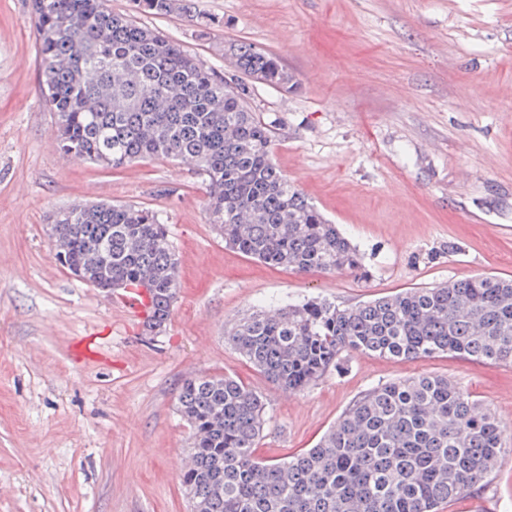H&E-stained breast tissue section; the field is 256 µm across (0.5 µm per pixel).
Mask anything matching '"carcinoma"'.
<instances>
[{"instance_id": "1", "label": "carcinoma", "mask_w": 512, "mask_h": 512, "mask_svg": "<svg viewBox=\"0 0 512 512\" xmlns=\"http://www.w3.org/2000/svg\"><path fill=\"white\" fill-rule=\"evenodd\" d=\"M136 2L201 31L216 24L192 0ZM31 3L60 152L106 167L151 157L189 165L226 246L299 273L363 269L359 248L276 167L271 131L248 110L245 83L216 78L179 43L104 0ZM229 50L240 74L296 84L276 56L250 44ZM51 235L64 268L144 289L148 330L159 332L178 297L179 259L156 212L74 204L53 215ZM225 339L286 391L340 368L346 350L512 363V278L474 276L350 307L308 300L242 318ZM177 411L190 428L193 464L180 483L191 512H438L512 457L506 425L443 376L369 389L315 447L274 460L255 454L266 402L243 382L191 376Z\"/></svg>"}]
</instances>
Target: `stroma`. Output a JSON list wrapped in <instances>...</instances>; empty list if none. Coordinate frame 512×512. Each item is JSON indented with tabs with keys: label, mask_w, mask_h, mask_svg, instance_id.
Masks as SVG:
<instances>
[{
	"label": "stroma",
	"mask_w": 512,
	"mask_h": 512,
	"mask_svg": "<svg viewBox=\"0 0 512 512\" xmlns=\"http://www.w3.org/2000/svg\"><path fill=\"white\" fill-rule=\"evenodd\" d=\"M219 17L137 14L218 77L228 48L276 54L293 90L247 83L272 157L364 254V271L302 274L225 247L189 167H123L56 149L29 0H0V512H190L179 483L184 378L229 374L260 392L257 455L314 447L363 392L445 376L512 424V364L442 355L342 354L300 392L258 373L224 339L239 318L308 298L354 306L473 276L512 278V0H194ZM91 200L156 212L180 260L165 330L55 258L54 211ZM96 353L77 356L76 339ZM440 512H512V458Z\"/></svg>",
	"instance_id": "1"
}]
</instances>
